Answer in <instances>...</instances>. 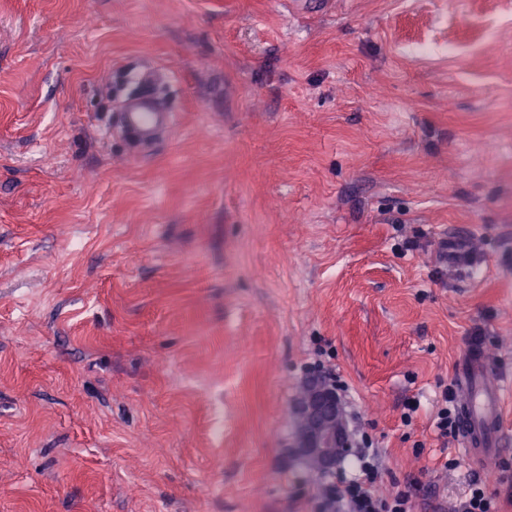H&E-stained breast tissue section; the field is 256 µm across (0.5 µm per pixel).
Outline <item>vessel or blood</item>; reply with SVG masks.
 Segmentation results:
<instances>
[{
  "instance_id": "obj_1",
  "label": "vessel or blood",
  "mask_w": 512,
  "mask_h": 512,
  "mask_svg": "<svg viewBox=\"0 0 512 512\" xmlns=\"http://www.w3.org/2000/svg\"><path fill=\"white\" fill-rule=\"evenodd\" d=\"M174 121L173 113L145 94L126 106L121 130L132 144L145 147L161 132L172 129ZM439 257L449 268H472L481 262L482 253L473 236L446 237ZM454 380L463 453L474 465H490L500 457L501 408L506 394L512 392V377L483 350L470 345L460 353Z\"/></svg>"
}]
</instances>
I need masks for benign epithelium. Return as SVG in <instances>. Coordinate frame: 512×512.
<instances>
[{"label": "benign epithelium", "instance_id": "benign-epithelium-1", "mask_svg": "<svg viewBox=\"0 0 512 512\" xmlns=\"http://www.w3.org/2000/svg\"><path fill=\"white\" fill-rule=\"evenodd\" d=\"M294 415V448L299 459L322 474H333L351 448L343 405L336 388L317 373L309 375Z\"/></svg>", "mask_w": 512, "mask_h": 512}]
</instances>
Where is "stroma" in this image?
I'll return each mask as SVG.
<instances>
[{
	"label": "stroma",
	"mask_w": 512,
	"mask_h": 512,
	"mask_svg": "<svg viewBox=\"0 0 512 512\" xmlns=\"http://www.w3.org/2000/svg\"><path fill=\"white\" fill-rule=\"evenodd\" d=\"M285 3L0 0V512H323L316 368L384 496L512 512V449L434 426L461 344L512 372V0ZM149 70L175 125L133 156ZM442 263L450 269L476 267L482 260V253L476 245L473 236L461 237L444 236L439 250ZM294 415L297 426L292 447L296 448L299 459L324 475L335 474L344 452L352 447L335 386L328 384L323 376L311 373ZM497 494L489 489L487 477L474 476L469 480L464 498L455 504L453 512H500Z\"/></svg>",
	"instance_id": "35a3bbf8"
}]
</instances>
